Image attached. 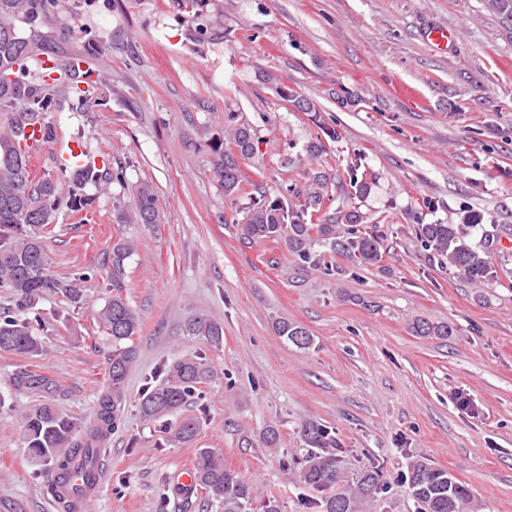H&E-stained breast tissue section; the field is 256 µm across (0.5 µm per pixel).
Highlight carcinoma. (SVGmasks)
Returning <instances> with one entry per match:
<instances>
[{"label":"carcinoma","mask_w":512,"mask_h":512,"mask_svg":"<svg viewBox=\"0 0 512 512\" xmlns=\"http://www.w3.org/2000/svg\"><path fill=\"white\" fill-rule=\"evenodd\" d=\"M63 0H0V71L12 75L0 83V114L7 127L0 128V287L10 289L17 300L15 309L0 311V351L25 358V368L17 374L14 386L18 390L49 392L50 380L31 369L33 360L42 355L43 347L34 332L28 311L34 301L47 291L59 292L73 305L82 302L83 294L73 282L55 277L50 272L42 233L55 221L60 204L58 187L50 179L32 175L28 156L17 157L20 148L17 136L20 121L37 118L55 106L54 87L60 83L70 86L78 95L90 92L94 80L91 69L83 68L85 61L76 60L60 71L52 82L36 84L29 80L25 60L32 52L33 42L21 35L15 21L23 19L36 24L50 10L62 6ZM255 133L239 126L232 132V143L241 157L254 153ZM214 177L224 190V196L235 197L244 190L245 177L230 147L222 139L210 145ZM75 181L82 185L110 177L123 180V170L105 172L95 165L75 169ZM290 186L284 192L267 197H249L245 217L235 225L238 239L250 244L271 240L284 244L298 260L317 265L321 258L312 251L313 243L327 244L358 266L377 264L381 258L379 237L364 224L363 216L355 210H339L333 217L321 213L322 197L311 196V203L298 207L288 199ZM137 205L132 220L137 224L161 222L155 193L148 184L136 189ZM468 224H420L417 237L439 257L441 265L460 275L481 282L494 276L495 270L487 252L469 242ZM133 254L130 243L119 240L112 244V298L99 313L107 336L112 338V359L107 378L98 392L95 422L86 427L83 422L61 414L50 401L29 408L21 417L22 439L31 461L46 465L57 473L58 487L65 490L75 468L96 457L100 448L118 427L126 403L125 381L137 359L134 336L140 330L139 312L122 295L125 262ZM276 330L290 343L307 349L313 336L305 327L291 322L277 323ZM418 336L448 337L453 329L418 319L413 324ZM187 336L211 346L223 340V327L204 314L192 316L184 326ZM165 381L145 388L139 401V412L149 422L168 428V418L180 415L195 398L198 386L214 376L212 367L197 352H189L164 366ZM199 414L189 415L179 422L176 439L188 443L200 429V416L205 407L198 405ZM305 442L312 451L304 457L300 479L309 488L324 493L322 512H362L364 504L383 492L379 473L366 469L348 478L343 460L334 452L335 441L321 424L307 422L302 428ZM448 471L415 460L410 463L405 482L411 496L424 512H460L471 500L468 485L458 481L448 491ZM183 501L192 497L218 502L224 512H247L255 489L252 483L224 467V460L208 448L199 450L193 468L192 481L177 487Z\"/></svg>","instance_id":"cac0c4a2"}]
</instances>
